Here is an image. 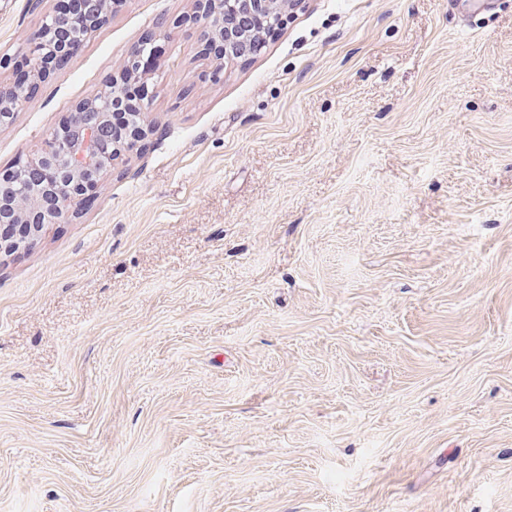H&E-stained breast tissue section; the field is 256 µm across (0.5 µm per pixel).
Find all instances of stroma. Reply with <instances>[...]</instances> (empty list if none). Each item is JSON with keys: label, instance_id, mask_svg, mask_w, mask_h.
Segmentation results:
<instances>
[{"label": "stroma", "instance_id": "stroma-1", "mask_svg": "<svg viewBox=\"0 0 512 512\" xmlns=\"http://www.w3.org/2000/svg\"><path fill=\"white\" fill-rule=\"evenodd\" d=\"M57 6L0 0V84ZM194 11L121 0L0 127L156 41L152 131L0 262V512H512V0H302L217 80Z\"/></svg>", "mask_w": 512, "mask_h": 512}]
</instances>
